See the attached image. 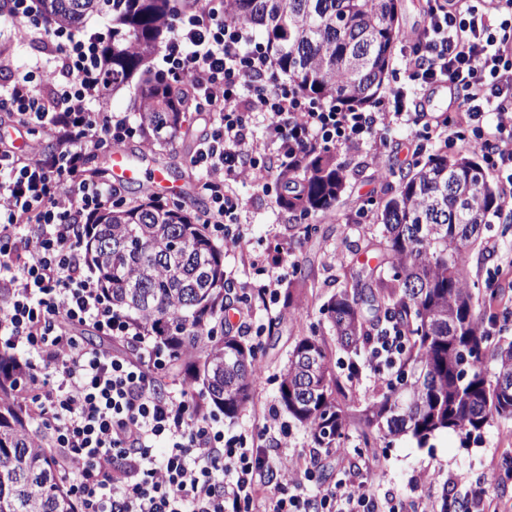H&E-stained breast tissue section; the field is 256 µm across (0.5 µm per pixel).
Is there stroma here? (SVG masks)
<instances>
[{
    "instance_id": "stroma-1",
    "label": "stroma",
    "mask_w": 512,
    "mask_h": 512,
    "mask_svg": "<svg viewBox=\"0 0 512 512\" xmlns=\"http://www.w3.org/2000/svg\"><path fill=\"white\" fill-rule=\"evenodd\" d=\"M0 45L10 48L7 59L10 71L21 73L32 62L47 63L51 54L47 48L45 27L41 18L14 21L0 17ZM188 136H176L162 140L137 138L128 145L129 151L138 157L167 167L175 176L184 180H195L191 170L189 154L197 147L201 137L208 131L209 123L204 114L190 111L186 114ZM414 132L394 131L381 161H373L366 149H337L336 157L348 166L357 167V174L350 178L340 198L334 216L319 219L320 230L312 237H304L302 221L291 219L277 203V192H267L253 181H244L239 187L242 198L241 223L249 227L246 240L236 250L224 253V270L227 278L239 283L251 276L248 257L252 254L276 252L296 248V259L304 264L312 288L297 296L296 306L303 312L302 320L282 319L278 333L263 338L257 350L260 368L252 398L247 409L237 417L225 419L224 431L237 434L249 429L254 418V408L279 402V375L288 360L298 336L317 329L328 333V323L320 308L344 280V265L360 264L362 256L353 255L355 241L361 240L370 224L377 221L374 204L381 194V178L391 170L406 167L414 153L409 147ZM470 277L477 287H484L490 272H497L496 285L501 290L500 302L512 307V269L497 270L496 262L484 248H477L467 259ZM341 445L343 454L328 455L322 459L318 480L322 484L334 483L341 472L363 467L359 453L362 438L358 431L347 432ZM512 453V421L497 420L483 433L474 438L469 447H460L455 434L442 433L434 437L429 445L419 446L408 437L394 440L389 447L378 448L372 472L379 492L412 494L414 482L420 475L431 478L428 490L432 496H440L448 485L450 474H462L470 481L488 482L492 492L512 497V478L500 475L497 464Z\"/></svg>"
}]
</instances>
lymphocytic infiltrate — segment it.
I'll list each match as a JSON object with an SVG mask.
<instances>
[{
    "label": "lymphocytic infiltrate",
    "mask_w": 512,
    "mask_h": 512,
    "mask_svg": "<svg viewBox=\"0 0 512 512\" xmlns=\"http://www.w3.org/2000/svg\"><path fill=\"white\" fill-rule=\"evenodd\" d=\"M427 24L403 38L407 81L445 82L457 109L432 116L404 87L371 112L339 111L295 96L269 81L270 58L249 27L223 8L179 14L161 58L171 81L188 82L210 130L190 158L206 201L199 217L227 248L246 239L238 221L240 182L266 184L276 163H298L323 148L368 147L380 156L389 131L422 130L430 145L477 148L499 184L498 210L512 215V0H426ZM54 71L41 66L0 84V113L17 131L47 132L46 158L29 164L0 136V347L21 360L27 378L18 401L49 438L50 459L79 512H512V499L459 476L447 502L416 482V495L378 494L369 476L317 482V452L271 457L264 443L290 432L275 409L255 429L228 435L219 417L186 389L158 381L168 359L143 327L115 311L83 251L90 218L121 196L87 167L86 147L125 145L138 136L129 119L93 111L99 98L96 33L49 31ZM261 119L264 142L249 129ZM264 255L250 259L254 277L240 289L262 305L277 304L281 276ZM99 335L134 343L129 358L90 347ZM406 338L388 327L369 345L363 368L374 387L391 382Z\"/></svg>",
    "instance_id": "1"
}]
</instances>
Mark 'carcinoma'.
Here are the masks:
<instances>
[{"label": "carcinoma", "instance_id": "1", "mask_svg": "<svg viewBox=\"0 0 512 512\" xmlns=\"http://www.w3.org/2000/svg\"><path fill=\"white\" fill-rule=\"evenodd\" d=\"M200 0H41L45 14L72 29L89 13L107 12L112 43L101 48L107 85H135L145 136L176 135L192 108L190 93L152 72L150 58L170 22ZM224 16L259 31L274 72L298 93L350 109L372 104L387 81L401 39L398 0H224ZM355 172L331 151L315 150L302 165L282 164V208L296 219L327 218ZM499 193L479 153L440 149L416 159L398 184H382L375 265L366 262L322 306L329 336H300L279 376V400L309 433L312 447L338 448L346 431L364 447L409 436L423 446L451 432L459 447L495 420H512V341L490 335L512 311L495 307L496 290L475 293L465 258L478 244ZM112 308L145 325L170 352L172 367L218 411L233 417L256 383V348L224 325V311L243 301L224 274V252L191 208L150 196L121 202L92 218L84 238ZM297 264L288 296L307 288ZM408 336L397 380L360 403L349 372L382 326ZM23 373L0 350V512H78L47 451L35 441L33 417L17 400Z\"/></svg>", "mask_w": 512, "mask_h": 512}]
</instances>
